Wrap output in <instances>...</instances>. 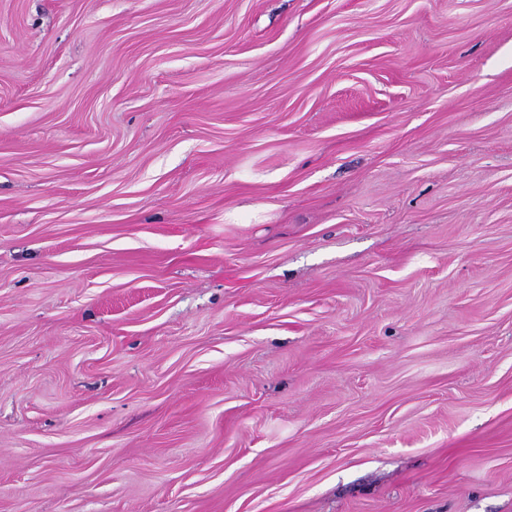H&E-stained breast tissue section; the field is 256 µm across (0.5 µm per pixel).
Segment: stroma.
Here are the masks:
<instances>
[{"instance_id": "obj_1", "label": "stroma", "mask_w": 512, "mask_h": 512, "mask_svg": "<svg viewBox=\"0 0 512 512\" xmlns=\"http://www.w3.org/2000/svg\"><path fill=\"white\" fill-rule=\"evenodd\" d=\"M0 512H512V0H0Z\"/></svg>"}]
</instances>
